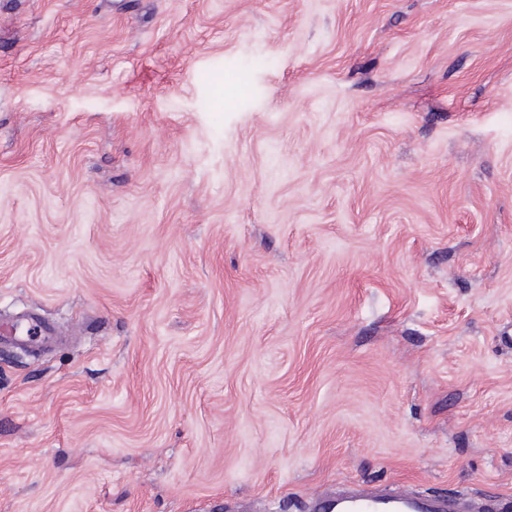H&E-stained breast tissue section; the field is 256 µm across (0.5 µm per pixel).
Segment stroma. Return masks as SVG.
Returning <instances> with one entry per match:
<instances>
[{
    "mask_svg": "<svg viewBox=\"0 0 512 512\" xmlns=\"http://www.w3.org/2000/svg\"><path fill=\"white\" fill-rule=\"evenodd\" d=\"M24 314L0 512L512 497V0H0Z\"/></svg>",
    "mask_w": 512,
    "mask_h": 512,
    "instance_id": "1",
    "label": "stroma"
}]
</instances>
